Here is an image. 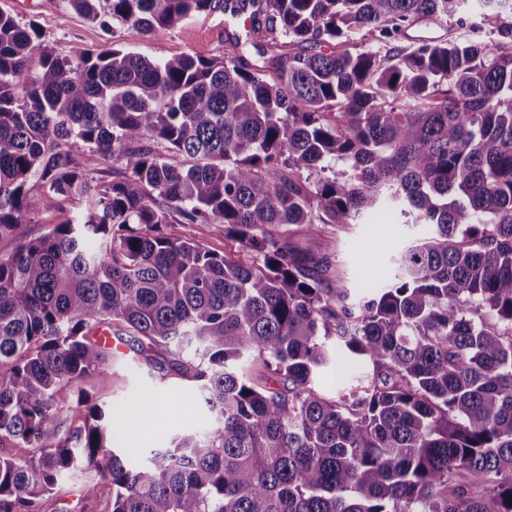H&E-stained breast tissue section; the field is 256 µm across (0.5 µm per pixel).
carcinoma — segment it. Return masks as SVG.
I'll use <instances>...</instances> for the list:
<instances>
[{
	"mask_svg": "<svg viewBox=\"0 0 512 512\" xmlns=\"http://www.w3.org/2000/svg\"><path fill=\"white\" fill-rule=\"evenodd\" d=\"M67 2L151 35L234 10ZM246 38L265 68L59 57L0 10V512L75 472L107 512H512V0H265ZM109 156L122 177L90 176ZM34 183L86 207L20 236ZM385 208L426 231L353 306L277 232ZM176 222L224 225V253ZM114 325L148 363L195 357L211 413L135 466L88 392ZM332 364L360 377L329 397Z\"/></svg>",
	"mask_w": 512,
	"mask_h": 512,
	"instance_id": "1",
	"label": "carcinoma"
}]
</instances>
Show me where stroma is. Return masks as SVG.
Returning a JSON list of instances; mask_svg holds the SVG:
<instances>
[{
  "mask_svg": "<svg viewBox=\"0 0 512 512\" xmlns=\"http://www.w3.org/2000/svg\"><path fill=\"white\" fill-rule=\"evenodd\" d=\"M0 9L10 12L20 24H35L43 49L68 55L78 49L101 51L119 45L153 60H165L183 53L201 57L224 53L226 33L241 32V19L226 13L203 12L174 28L147 37L118 21L102 27L74 11L67 0H0ZM34 223L21 225L20 233L36 237L49 225L60 223L82 208L81 202L33 189L29 195ZM418 234L416 228L401 224L397 213L383 212L373 223L350 225L341 238L308 236L287 230L284 236L293 248L314 256H329L343 272L341 285L350 302L367 294L369 288L388 285L394 268L389 259ZM119 350L112 363L96 376L90 391L103 408L120 411L128 423L129 442L122 448L129 462L137 464L150 450L169 447L178 433L203 427L209 414L193 389L176 375L161 376L158 369L136 354L127 335L113 333Z\"/></svg>",
  "mask_w": 512,
  "mask_h": 512,
  "instance_id": "1",
  "label": "stroma"
}]
</instances>
